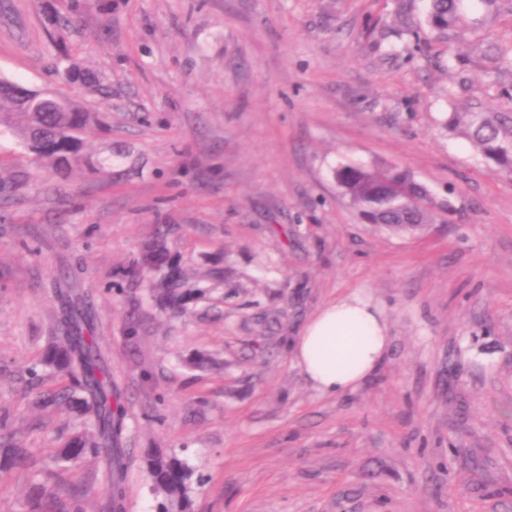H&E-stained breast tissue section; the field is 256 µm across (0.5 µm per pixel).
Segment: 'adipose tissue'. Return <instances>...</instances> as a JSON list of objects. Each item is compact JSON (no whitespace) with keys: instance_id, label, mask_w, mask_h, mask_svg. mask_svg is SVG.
<instances>
[{"instance_id":"ef3b65f1","label":"adipose tissue","mask_w":512,"mask_h":512,"mask_svg":"<svg viewBox=\"0 0 512 512\" xmlns=\"http://www.w3.org/2000/svg\"><path fill=\"white\" fill-rule=\"evenodd\" d=\"M389 341L382 314L355 293L320 308L291 347L306 379L319 392L336 395L380 368Z\"/></svg>"}]
</instances>
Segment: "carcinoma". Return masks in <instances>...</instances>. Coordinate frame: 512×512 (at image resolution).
<instances>
[{
  "mask_svg": "<svg viewBox=\"0 0 512 512\" xmlns=\"http://www.w3.org/2000/svg\"><path fill=\"white\" fill-rule=\"evenodd\" d=\"M458 0H430L428 24L435 31L450 35L457 23ZM8 110L26 118L24 134L28 150L45 166L58 173L71 168L59 164V158L76 161L83 157V136L94 132L100 116L88 112L63 97H46L37 92L19 97L13 92V81L0 77V112ZM444 128L465 136L494 172H512V111L452 112ZM85 158V157H83ZM92 171L102 163L85 158ZM342 194L350 199L371 224H379L393 232L411 233L433 222L435 215L427 206V190L412 177L396 168H366L344 165L334 171ZM170 229L159 225L155 236L142 246L139 258L129 270L131 276H158L153 299L163 310L178 311L193 293L184 287L177 274L176 262L167 246ZM42 365L67 376L69 385L57 392L41 395L43 407L66 404L89 417V428L72 437L55 459L73 466L89 455L107 463L106 481L110 498L109 512H122L126 495L124 470L129 449L121 447L126 413L112 404V374L104 363L99 338L95 333L93 307L90 300L66 294L62 300L58 336L46 349ZM146 479L152 494L160 497L159 512H169V505L188 509L193 469L175 454L157 450L145 457ZM27 465V459L11 440L0 439V474ZM92 494V487L63 499L39 484L32 486L28 512H79L81 498Z\"/></svg>",
  "mask_w": 512,
  "mask_h": 512,
  "instance_id": "carcinoma-1",
  "label": "carcinoma"
}]
</instances>
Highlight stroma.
<instances>
[{"mask_svg":"<svg viewBox=\"0 0 512 512\" xmlns=\"http://www.w3.org/2000/svg\"><path fill=\"white\" fill-rule=\"evenodd\" d=\"M427 0H0V76L62 93L107 124L88 141L114 178H60L0 136L20 193L0 204V422L31 460L0 483L27 512L32 479L91 484L104 460L55 452L84 419L40 411L24 380L57 334L56 282L81 270L127 416L123 512H156L147 450L188 458L189 512H512V174L487 169L451 112L512 105V10L462 0L451 40ZM69 15L47 28L49 15ZM397 45L400 56L387 53ZM77 64L81 74L63 81ZM94 74L109 86L91 92ZM395 167L445 210L416 233L362 223L334 179ZM158 224L187 287L170 317L126 270ZM360 293L389 326L381 367L324 395L290 347L324 304ZM205 352L218 362L186 366Z\"/></svg>","mask_w":512,"mask_h":512,"instance_id":"35a3bbf8","label":"stroma"}]
</instances>
